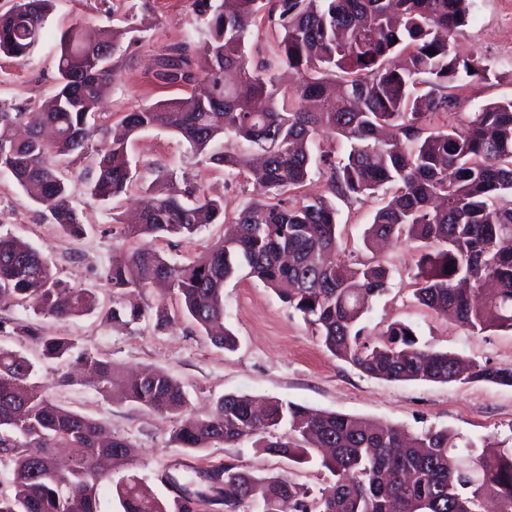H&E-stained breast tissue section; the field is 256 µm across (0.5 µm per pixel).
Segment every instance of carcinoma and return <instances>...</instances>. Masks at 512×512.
I'll return each mask as SVG.
<instances>
[{"mask_svg": "<svg viewBox=\"0 0 512 512\" xmlns=\"http://www.w3.org/2000/svg\"><path fill=\"white\" fill-rule=\"evenodd\" d=\"M196 0L210 35L208 56L197 59L185 41L165 50L155 77L190 89L184 97L125 113L124 133L97 150L87 172L95 197L128 193L134 182L126 137L163 127L198 153L219 135L250 142L265 152L258 167L233 152L213 155L224 168L246 169L263 197L235 217L224 200L211 198L187 179L176 184L161 169L148 186L149 207L126 233L141 241L125 260L112 263L106 280L123 300L107 317L131 323L150 315L169 321L163 305L132 298L147 288L176 294L182 311L211 343L230 349L224 325V285L242 270L274 290L298 312L334 356L362 373L387 381L489 382L512 386V370L494 369L420 342L414 328L391 325L386 339L364 338L372 299L383 293L389 271L380 261L341 258L334 200H356L387 187L386 203L367 232L371 240L407 234L418 253L412 294L439 315H452L476 333L512 330V98L481 106L457 123L454 90L487 78L483 57L459 60L450 37L470 18L473 0ZM53 0H16L0 14V53L28 56L41 37ZM276 22L280 63L296 78L281 90L264 60H252L246 42L257 15ZM435 51L430 55L427 50ZM117 35H88L80 25L63 32L59 91L39 106L0 102V171L46 209L72 237L83 224L59 176L63 159L85 152L90 119L101 86L115 79L123 57ZM347 141L343 154L311 145L322 133ZM317 166L326 193L293 195ZM208 224L224 225V238L187 264L153 249L160 237L190 240ZM17 297L44 318L78 316L92 294L60 280L51 262L31 244L0 234V296ZM412 337H407V334ZM14 334L36 343L44 357L66 360L94 374L106 394L117 377L109 360L90 351L72 356L75 344L48 336L19 320ZM145 410L179 416L188 400L168 375L144 370L122 389ZM286 426L291 439L273 440ZM255 437L254 447L303 457L328 448L322 465L336 483L315 496L279 475L257 476L230 463L183 483L162 501L135 475L115 482L121 512H276L281 500L293 512H512V450L489 451L445 428L407 434L342 413H322L272 398L262 414L246 394H226L204 419L179 425L173 440L202 451ZM0 453L12 464L15 493L0 494V512H100L98 488L112 471L132 463L134 449L120 437L105 438L96 420L57 403L33 362L0 349Z\"/></svg>", "mask_w": 512, "mask_h": 512, "instance_id": "obj_1", "label": "carcinoma"}]
</instances>
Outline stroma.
I'll return each instance as SVG.
<instances>
[{"label": "stroma", "mask_w": 512, "mask_h": 512, "mask_svg": "<svg viewBox=\"0 0 512 512\" xmlns=\"http://www.w3.org/2000/svg\"><path fill=\"white\" fill-rule=\"evenodd\" d=\"M195 0H55L44 24V34L28 60L0 55V100L40 105L57 88V60L62 32L75 24L88 32H123L127 50L119 79L108 86L93 122V134L84 155L63 162L72 206L84 224L81 237L64 234L48 212L30 201L12 177L0 172V232L32 244L55 265L60 279L95 293L93 310L67 319L34 315L13 303L0 304V347L18 351L36 363L51 395L70 409L100 421L112 435L130 442L136 451L132 471L155 496L172 499L164 472L178 470L183 480L197 470L232 463L257 475H283L312 492L333 485L335 477L319 461L296 462L255 448L252 439L236 447L218 444L201 452L179 448L172 434L179 420L146 411L137 404L98 393L77 373L71 361L42 358L39 347L18 338L11 323L21 319L52 336L71 339L77 350H88L112 361L122 372L152 368L180 383L188 399V415L208 416L216 402L230 393L259 399L278 398L326 412H338L397 425L420 432L445 428L461 438L498 443L512 448V386L485 382H393L369 377L350 363L331 355L302 317L289 309L262 283L240 273L224 286V323L237 346L224 350L181 312L176 297H160L146 290L143 303L166 304L173 320L155 328L144 319L129 324L109 321L114 296L106 272L114 259L125 256L133 242L124 235L121 220L135 210L144 195L133 191L109 202L92 197L85 171L93 166L101 141L125 112L142 105L179 98L186 87L156 79V59L172 45L187 41L202 52L208 32ZM454 48L463 58L484 55L492 65L489 79L472 82L457 93L456 112L467 119L489 102L512 98V0H474L468 24L454 36ZM230 148L252 154L245 141L216 138L207 153L199 154L165 128L141 131L129 137L127 154L139 183L149 184L159 168L188 177L208 194L224 198L228 216H235L258 194L250 176L228 173L210 161L211 153ZM382 205L381 195L337 202L342 244L353 257L372 256L364 232ZM224 227L209 224L190 240L158 238L152 246L170 262L185 264L220 240ZM390 270L386 291L375 298L365 319L368 340H379L389 325L411 324L419 338L434 349L474 358L495 368L512 369V331L471 332L416 303L411 294L414 251L401 240L380 252ZM73 374L74 381L59 379Z\"/></svg>", "instance_id": "obj_1"}]
</instances>
